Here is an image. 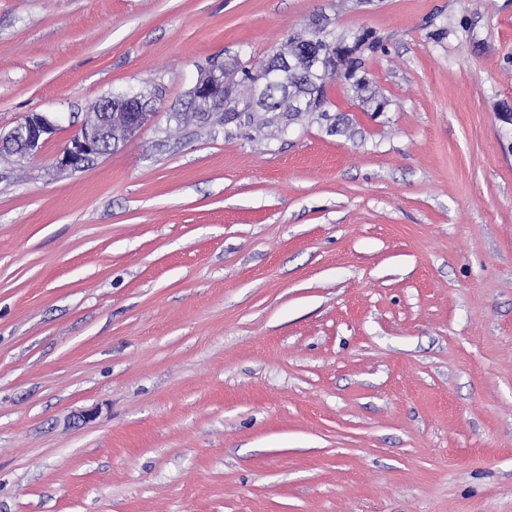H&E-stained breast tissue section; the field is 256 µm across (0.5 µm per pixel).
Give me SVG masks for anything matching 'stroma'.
Here are the masks:
<instances>
[{"label":"stroma","instance_id":"35a3bbf8","mask_svg":"<svg viewBox=\"0 0 512 512\" xmlns=\"http://www.w3.org/2000/svg\"><path fill=\"white\" fill-rule=\"evenodd\" d=\"M326 17L382 113L174 129ZM156 116L75 173L101 98ZM0 512H512V0H0ZM54 120L42 113H32L24 121L6 133L0 131V149L15 155L18 161L38 154L43 146L56 134ZM12 146H16L12 149Z\"/></svg>","mask_w":512,"mask_h":512}]
</instances>
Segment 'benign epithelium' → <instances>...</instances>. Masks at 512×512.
I'll return each mask as SVG.
<instances>
[{"label": "benign epithelium", "instance_id": "benign-epithelium-1", "mask_svg": "<svg viewBox=\"0 0 512 512\" xmlns=\"http://www.w3.org/2000/svg\"><path fill=\"white\" fill-rule=\"evenodd\" d=\"M321 62L319 53H309V58L291 57L282 51L272 54L268 78L274 82L283 81L288 72L299 73L307 67ZM190 100L206 103L209 110L238 112L233 104L229 84L222 72H203L190 90ZM118 104L124 107V129L136 131L152 116L148 101L137 94L118 97ZM112 107L108 102L100 112L86 114L79 132L57 153L55 167L60 172L78 171L85 168L103 154L102 142L112 137ZM57 124L49 116L32 113L24 121L6 133L0 132V149L23 161L38 154L43 146L56 134Z\"/></svg>", "mask_w": 512, "mask_h": 512}]
</instances>
